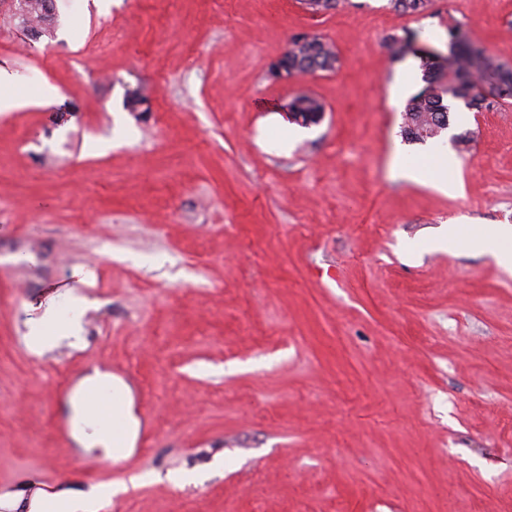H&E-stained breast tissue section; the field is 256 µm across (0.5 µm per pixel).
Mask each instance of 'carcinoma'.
<instances>
[{
	"label": "carcinoma",
	"mask_w": 512,
	"mask_h": 512,
	"mask_svg": "<svg viewBox=\"0 0 512 512\" xmlns=\"http://www.w3.org/2000/svg\"><path fill=\"white\" fill-rule=\"evenodd\" d=\"M392 8L405 14L424 10L428 0H390ZM416 34H391L386 41L395 55L416 54ZM425 86L408 100L402 135L408 141L425 142L438 137L449 126L450 105L446 96L464 102L477 112L489 110L500 101L512 99V66L501 62L484 45L474 41L460 22L448 25V55L423 54ZM338 56L334 48L316 36L292 40L284 63L292 75L332 72ZM293 121L318 122L322 102L300 95L288 105Z\"/></svg>",
	"instance_id": "obj_1"
}]
</instances>
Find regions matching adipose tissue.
Instances as JSON below:
<instances>
[{
	"mask_svg": "<svg viewBox=\"0 0 512 512\" xmlns=\"http://www.w3.org/2000/svg\"><path fill=\"white\" fill-rule=\"evenodd\" d=\"M91 305L88 297L70 293L65 308L54 306L45 309L37 318L29 319L26 327L25 340L32 350H40L45 345L61 337H76L81 335L82 318ZM112 383V428L103 430L95 423L86 419L88 406L83 400H75L74 421L78 426L75 438L86 448L99 446L112 451L113 460L127 457L135 447L137 440V421L133 415L132 398L127 385L121 379H108L106 374L94 372L84 377L80 390L94 389L104 381Z\"/></svg>",
	"mask_w": 512,
	"mask_h": 512,
	"instance_id": "adipose-tissue-1",
	"label": "adipose tissue"
}]
</instances>
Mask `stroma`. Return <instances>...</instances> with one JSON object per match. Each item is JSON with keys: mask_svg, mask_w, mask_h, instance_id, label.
Instances as JSON below:
<instances>
[{"mask_svg": "<svg viewBox=\"0 0 512 512\" xmlns=\"http://www.w3.org/2000/svg\"><path fill=\"white\" fill-rule=\"evenodd\" d=\"M452 20L512 65V0H55L34 42L0 11V69L30 78L0 113V512H32L28 475L125 485L98 512H480L489 489L512 512V273L468 243L512 225V100L452 102L458 192L393 172L436 142L401 134L386 38L443 51ZM302 32L337 69L274 79ZM302 93L323 118L280 150ZM445 224L461 240L434 247ZM76 285L97 301L79 342L31 352L27 320ZM103 365L152 423L118 462L56 434Z\"/></svg>", "mask_w": 512, "mask_h": 512, "instance_id": "obj_1", "label": "stroma"}]
</instances>
